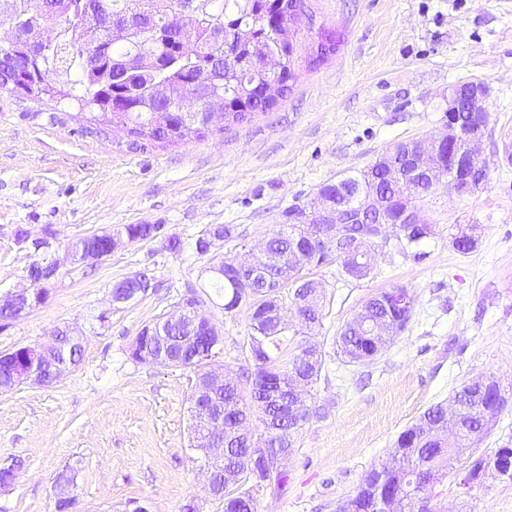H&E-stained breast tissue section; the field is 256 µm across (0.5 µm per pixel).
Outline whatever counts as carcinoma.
<instances>
[{
  "mask_svg": "<svg viewBox=\"0 0 512 512\" xmlns=\"http://www.w3.org/2000/svg\"><path fill=\"white\" fill-rule=\"evenodd\" d=\"M99 0H43V8L32 10L29 0H0V20L12 29L39 37L48 25L55 26L53 49L39 63L27 48L0 45V89H12L22 77L37 75L56 79L69 85L70 97L79 104L99 111L103 126L123 132L131 151L149 144H185L214 132H223L231 123L242 122L259 112L270 111L278 99L291 89L297 79L298 35L318 32L316 50L303 60L315 69L336 53L340 35L317 28V18L310 10L300 17L299 0H104L112 14V40L103 45L96 60L86 63L74 48L96 25ZM185 43L190 52L183 55L176 46ZM187 99L195 102L191 113L181 111ZM448 155V147L435 146L421 139L399 142L384 154L405 165L409 144ZM331 206L350 207L345 223L336 225L328 250L336 253L341 272L363 280L373 265L357 270L358 263L350 251L358 245H376L379 227L387 219L396 221L400 252L406 254L435 234L434 225L421 220L412 223L417 200L425 193L418 183L408 181L394 189L381 176L380 166L348 174L334 183L320 187ZM120 230L136 242L151 239L153 224H125ZM478 225L458 224L451 233L452 246L460 253L476 249ZM294 224H282L268 238L271 254L292 247ZM314 267L306 260L296 272L278 282L272 300L283 313L291 311L298 291L311 288L317 281L309 277ZM201 293L210 300L222 298L224 311L245 309L250 332L244 338L242 351L249 368L241 371L231 386L213 396L215 405L224 409V467L214 476L215 499L223 503L224 512H257L251 487L262 483L285 485L287 474L275 458L257 460L247 452V445L238 433L254 418L262 425L261 436H276L282 447L291 449L296 436L311 416L310 391L293 403V413L284 414L270 400L267 392L285 389L295 373L308 378L313 385L322 369L319 349L308 351L301 346L286 354L288 333L297 336L321 325L324 296L317 291L313 303L302 317L299 328L256 326L254 300L239 288L235 259L224 258V271L210 276ZM415 295L408 288L397 287L380 292L363 305V318L346 323L336 340L339 356L348 364L367 360L382 351L387 342L403 331L413 316ZM54 359L79 364L83 346L67 335ZM192 363L179 367L194 372L195 381L205 378L211 356L204 344L192 348ZM21 364V351L0 361V391L13 389L12 373ZM508 402L504 388L485 392L475 405L455 417L448 416V407L441 403L429 407L415 423L397 437L393 456L398 465L371 469L363 483L343 505V512H377L381 494L389 499V512H432L427 492L417 496L413 478L421 472L445 476L453 462L487 431ZM193 448L210 446V421L196 404L190 407ZM485 456L467 459L461 484L472 488L476 472ZM22 462L0 461V481L17 478ZM74 484L70 478L61 481L58 492L59 510L74 502Z\"/></svg>",
  "mask_w": 512,
  "mask_h": 512,
  "instance_id": "obj_1",
  "label": "carcinoma"
}]
</instances>
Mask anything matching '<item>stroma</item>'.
I'll return each instance as SVG.
<instances>
[{
  "mask_svg": "<svg viewBox=\"0 0 512 512\" xmlns=\"http://www.w3.org/2000/svg\"><path fill=\"white\" fill-rule=\"evenodd\" d=\"M342 41L326 64L299 67L273 111L224 134L130 152L121 132L98 131L88 110L62 99L0 90V299L27 287L37 256L14 240L17 227L63 256L78 238L123 224H161L181 252L160 241L118 248L96 265L60 267L42 305L0 330V353L47 341L66 325L84 336L80 363L47 386L0 392V460L24 466L0 489V512H57L55 486L73 477L69 512H223L189 442L190 370L132 360L146 323L173 312L200 288L208 256L196 238L217 224L238 237L233 258L311 202L319 187L368 168L400 141L436 135L448 123V89L489 84L491 122L482 143L489 176L468 196L438 190L419 200L436 234L422 258L378 241L370 278L343 276L335 259L313 268L326 295L321 327L292 345L323 355L313 414L284 462L283 487L254 488L258 512H338L372 466L390 462L397 436L469 380L512 384V0H308ZM479 225L477 248L450 243L453 225ZM147 274V294L110 302L113 284ZM403 286L416 296L405 330L374 359L343 364L336 338L363 302ZM222 330L220 364L245 368V311L203 308ZM107 322H99V314ZM456 472L432 490L435 512H512V481L487 477L465 491Z\"/></svg>",
  "mask_w": 512,
  "mask_h": 512,
  "instance_id": "1",
  "label": "stroma"
}]
</instances>
